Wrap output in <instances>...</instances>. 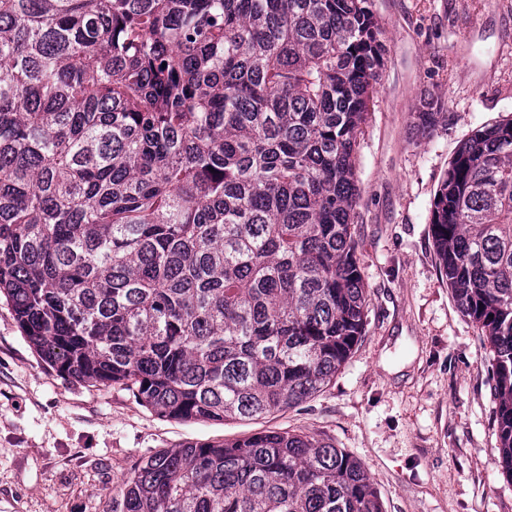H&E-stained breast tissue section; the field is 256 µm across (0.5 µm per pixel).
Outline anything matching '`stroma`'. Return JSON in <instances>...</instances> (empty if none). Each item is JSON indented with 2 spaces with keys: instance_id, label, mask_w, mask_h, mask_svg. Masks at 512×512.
<instances>
[{
  "instance_id": "stroma-1",
  "label": "stroma",
  "mask_w": 512,
  "mask_h": 512,
  "mask_svg": "<svg viewBox=\"0 0 512 512\" xmlns=\"http://www.w3.org/2000/svg\"><path fill=\"white\" fill-rule=\"evenodd\" d=\"M384 64L358 149L352 233L365 333L311 399L254 420L162 418L60 377L0 301V512H116L161 450L292 430L349 453L384 512H512L489 349L441 272L432 206L472 130L512 117V0H374ZM448 119L412 131L421 96Z\"/></svg>"
}]
</instances>
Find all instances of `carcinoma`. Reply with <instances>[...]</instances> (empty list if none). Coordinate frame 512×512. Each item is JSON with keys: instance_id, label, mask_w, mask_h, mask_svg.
Masks as SVG:
<instances>
[{"instance_id": "obj_1", "label": "carcinoma", "mask_w": 512, "mask_h": 512, "mask_svg": "<svg viewBox=\"0 0 512 512\" xmlns=\"http://www.w3.org/2000/svg\"><path fill=\"white\" fill-rule=\"evenodd\" d=\"M384 54L373 0H0V295L42 358L180 421L321 391L364 332L355 155ZM431 224L512 474V118L461 142ZM120 512L384 510L341 449L261 431L150 456Z\"/></svg>"}]
</instances>
